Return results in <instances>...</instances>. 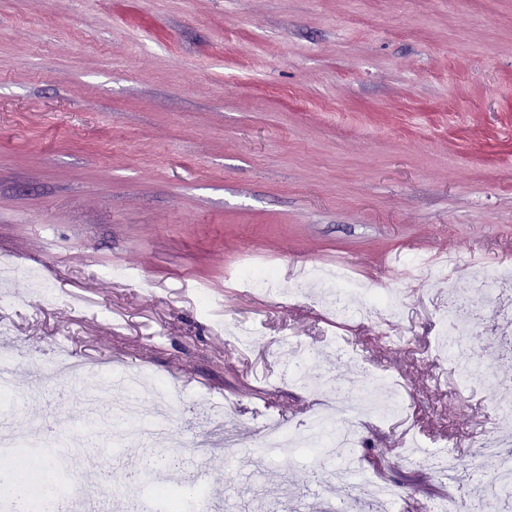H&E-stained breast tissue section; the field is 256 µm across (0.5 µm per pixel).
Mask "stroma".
Returning a JSON list of instances; mask_svg holds the SVG:
<instances>
[{
  "label": "stroma",
  "mask_w": 512,
  "mask_h": 512,
  "mask_svg": "<svg viewBox=\"0 0 512 512\" xmlns=\"http://www.w3.org/2000/svg\"><path fill=\"white\" fill-rule=\"evenodd\" d=\"M420 253L463 262L446 280L403 275ZM0 257L46 269L54 290L12 288L20 397L0 430L76 427L83 401L113 405L96 435L25 468L31 485L109 486L153 451L220 489L217 512H316L323 498L343 512L348 485L323 483L315 454L255 465L267 422L305 423L314 387L355 374L340 344L399 381L425 447L460 459L442 483L406 457L401 423L366 421L367 476L418 481L392 512L492 479L496 461L474 454L496 428L491 391L432 342L448 286L512 265V0H0ZM245 259L274 269V291L238 285ZM337 264L398 295L399 322L282 295L297 267ZM479 321L512 341V284ZM225 325L262 334L245 347ZM288 341L311 359H286ZM61 350L95 382L40 377ZM122 366L178 385L163 447H112L130 392L107 371ZM289 367L300 383L283 381ZM206 409L240 445L201 462Z\"/></svg>",
  "instance_id": "stroma-1"
}]
</instances>
